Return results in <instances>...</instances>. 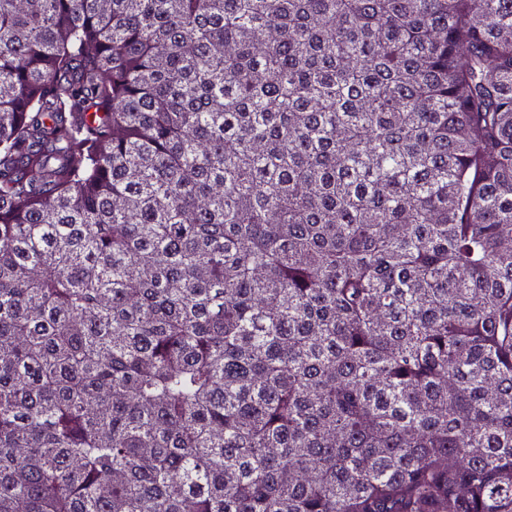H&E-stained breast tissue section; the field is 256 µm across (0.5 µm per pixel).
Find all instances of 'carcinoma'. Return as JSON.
<instances>
[{
  "label": "carcinoma",
  "instance_id": "carcinoma-1",
  "mask_svg": "<svg viewBox=\"0 0 512 512\" xmlns=\"http://www.w3.org/2000/svg\"><path fill=\"white\" fill-rule=\"evenodd\" d=\"M0 512H512V0H0Z\"/></svg>",
  "mask_w": 512,
  "mask_h": 512
}]
</instances>
